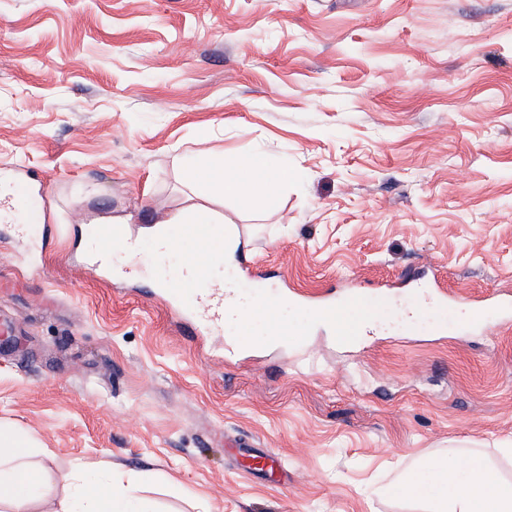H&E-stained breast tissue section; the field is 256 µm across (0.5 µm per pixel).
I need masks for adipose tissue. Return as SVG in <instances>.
<instances>
[{
    "label": "adipose tissue",
    "mask_w": 512,
    "mask_h": 512,
    "mask_svg": "<svg viewBox=\"0 0 512 512\" xmlns=\"http://www.w3.org/2000/svg\"><path fill=\"white\" fill-rule=\"evenodd\" d=\"M33 437H16L0 432V488L9 492L13 512H26L29 501L40 493L39 475L24 462ZM429 479L409 472L390 483L387 493L409 494L430 506V512H512V482L491 478V462L480 450L452 452L426 466ZM67 512H143L127 497L125 487L114 481H97L90 476L75 478L74 494Z\"/></svg>",
    "instance_id": "adipose-tissue-1"
}]
</instances>
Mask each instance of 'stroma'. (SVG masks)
<instances>
[{"mask_svg":"<svg viewBox=\"0 0 512 512\" xmlns=\"http://www.w3.org/2000/svg\"><path fill=\"white\" fill-rule=\"evenodd\" d=\"M251 151L304 179L271 210L218 205L270 289L385 302L387 332L228 358L142 249L82 273L92 219L138 240L195 203L187 156ZM4 181L37 200L26 236L0 216V424L38 443L28 512H62L80 464L152 512H426L377 489L466 446L512 480V330L467 319L512 289V0H0ZM423 266L446 305L403 285ZM239 441L280 470H244Z\"/></svg>","mask_w":512,"mask_h":512,"instance_id":"35a3bbf8","label":"stroma"}]
</instances>
